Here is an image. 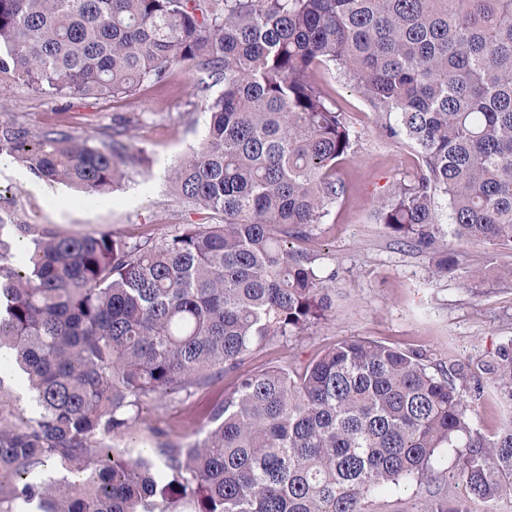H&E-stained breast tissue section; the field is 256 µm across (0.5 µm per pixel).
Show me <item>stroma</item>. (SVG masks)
<instances>
[{"instance_id": "stroma-1", "label": "stroma", "mask_w": 512, "mask_h": 512, "mask_svg": "<svg viewBox=\"0 0 512 512\" xmlns=\"http://www.w3.org/2000/svg\"><path fill=\"white\" fill-rule=\"evenodd\" d=\"M328 96L351 117L355 154L338 167L347 195L314 225L299 246L314 255L315 267L335 270L336 309L328 320L255 351L248 368L271 366L299 372L337 342L363 338L424 356L431 372L446 374L464 397L474 399L471 422L486 436L512 421V401L504 398L488 369L498 346L512 343V285L487 277L467 283L468 270L495 263L512 266V250L482 243L455 246L457 266L435 275L431 255L400 244L375 215L380 196L409 172L415 154L404 141L380 135L369 101L340 69L318 73ZM194 67H173L168 80L148 85L132 97H52L15 82L0 87V122H20L32 132L52 127L93 141L107 140L116 124L130 129L126 141L136 158L127 179L98 205H74L72 191L36 177L17 180L0 168V215L19 238V225L49 224L66 234L108 232L135 242L173 234L181 225L210 220L209 212L182 203L165 172L197 146L208 113L197 93ZM232 376L211 379L191 393H177L150 405L116 450L135 457L155 447V429L166 439L188 445L208 430L212 407L224 398Z\"/></svg>"}]
</instances>
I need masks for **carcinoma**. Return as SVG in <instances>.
I'll list each match as a JSON object with an SVG mask.
<instances>
[{
  "instance_id": "carcinoma-1",
  "label": "carcinoma",
  "mask_w": 512,
  "mask_h": 512,
  "mask_svg": "<svg viewBox=\"0 0 512 512\" xmlns=\"http://www.w3.org/2000/svg\"><path fill=\"white\" fill-rule=\"evenodd\" d=\"M188 64L222 90L168 180L220 221L136 242L0 221V512H369L411 485L420 512H468L431 485L443 448L473 501L512 496V423L487 438L422 355L354 338L294 374L243 368L257 350L328 319L335 272L292 241L345 197L346 113L314 79L338 66L419 164L381 198L382 223L443 256L512 249V0H0V84L123 98ZM128 128L96 144L62 128L0 124V156L49 185L109 195ZM448 197L451 238L436 218ZM512 283V266L471 272ZM492 371L512 400V345ZM234 376L188 446L160 463L114 448L145 407ZM35 398L27 415L13 383ZM59 466L72 479L44 475Z\"/></svg>"
}]
</instances>
